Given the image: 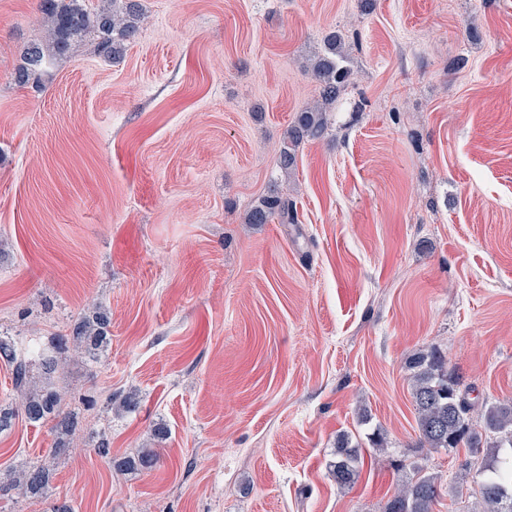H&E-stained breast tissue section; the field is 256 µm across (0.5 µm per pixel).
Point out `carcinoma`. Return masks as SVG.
<instances>
[{"label":"carcinoma","mask_w":512,"mask_h":512,"mask_svg":"<svg viewBox=\"0 0 512 512\" xmlns=\"http://www.w3.org/2000/svg\"><path fill=\"white\" fill-rule=\"evenodd\" d=\"M39 11L47 25V36L23 49L22 64L15 72V82L21 86L39 82L45 62L68 56L76 43L88 37L96 40L98 55L118 58L139 31L143 6L140 0H101L97 11L90 13L83 0H39ZM350 50L351 43L342 31L326 34L323 50L310 65L319 85V99L296 112L279 150L277 162L281 170L294 167L297 148L303 142L318 140L327 133L328 112L351 79ZM274 218L282 224L297 223L293 202L277 195L264 196L248 211L246 223L267 224ZM108 326L107 315L95 311L75 320L69 333L54 336L44 345L28 346L21 358L12 344L0 339V355L14 365L25 419L31 423L54 422L57 441L50 455L55 459L68 451L75 418L64 409L53 374L62 369L71 353L96 356L107 340ZM409 369L417 414L415 447L434 452L467 449L459 472L476 480L478 499L474 512H512V401L479 406L469 401V387L448 371L444 356L436 349L412 358ZM158 463L159 455L154 451L113 461L120 471H151ZM363 465L362 449L345 437L337 438L334 459L329 464L336 484H355ZM51 480L49 467L31 463L7 481H0V495L18 491L39 496L46 493ZM440 490V476L414 463L412 476L387 502L385 512H433Z\"/></svg>","instance_id":"1"}]
</instances>
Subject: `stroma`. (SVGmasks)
Listing matches in <instances>:
<instances>
[{"label":"stroma","instance_id":"35a3bbf8","mask_svg":"<svg viewBox=\"0 0 512 512\" xmlns=\"http://www.w3.org/2000/svg\"><path fill=\"white\" fill-rule=\"evenodd\" d=\"M143 4L123 56L84 40L35 89L14 72L38 0H0V336L110 319L99 359L62 369L67 455L49 425L0 432L1 479L53 471L0 512H384L413 462L442 478L434 512H473L455 453L414 446L405 363L434 346L477 401L512 398V0ZM334 29L351 83L283 172ZM270 194L297 223H246ZM342 433L365 449L349 488ZM102 434L159 466L114 470ZM334 459L329 464V473L337 485L349 487L357 481L364 465L362 448L351 446L345 437L336 439ZM52 471L41 463H31L15 471L6 482L0 481V495L18 491L23 495L39 496L46 493L52 480Z\"/></svg>","mask_w":512,"mask_h":512}]
</instances>
